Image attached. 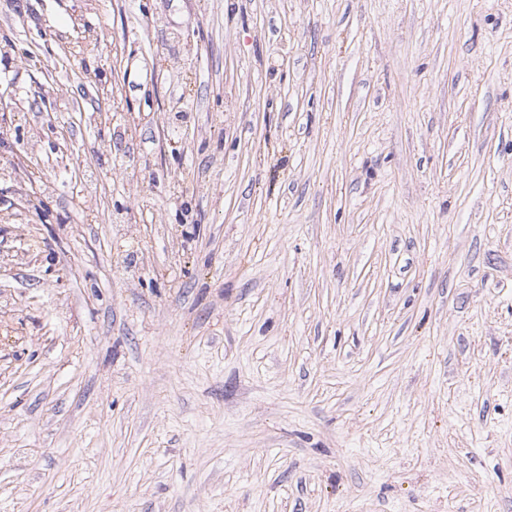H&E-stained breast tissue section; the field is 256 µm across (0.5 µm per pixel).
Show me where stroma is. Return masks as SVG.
I'll use <instances>...</instances> for the list:
<instances>
[{
	"mask_svg": "<svg viewBox=\"0 0 512 512\" xmlns=\"http://www.w3.org/2000/svg\"><path fill=\"white\" fill-rule=\"evenodd\" d=\"M0 512H512V0H0Z\"/></svg>",
	"mask_w": 512,
	"mask_h": 512,
	"instance_id": "35a3bbf8",
	"label": "stroma"
}]
</instances>
